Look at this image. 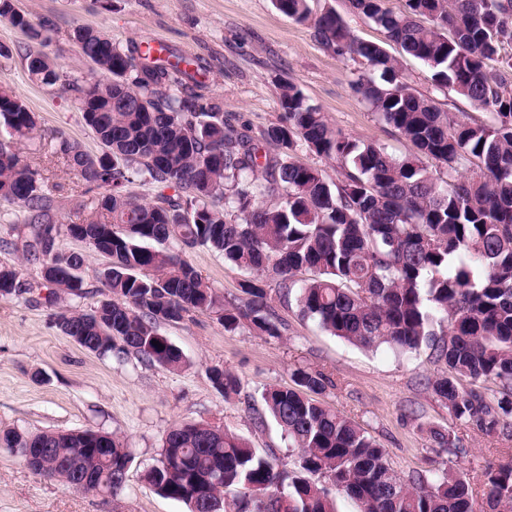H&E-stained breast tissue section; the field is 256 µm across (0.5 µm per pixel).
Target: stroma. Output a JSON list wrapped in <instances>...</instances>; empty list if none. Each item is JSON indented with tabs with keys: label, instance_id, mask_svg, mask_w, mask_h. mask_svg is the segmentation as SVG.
Segmentation results:
<instances>
[{
	"label": "stroma",
	"instance_id": "obj_1",
	"mask_svg": "<svg viewBox=\"0 0 512 512\" xmlns=\"http://www.w3.org/2000/svg\"><path fill=\"white\" fill-rule=\"evenodd\" d=\"M12 2L28 13L33 26L47 20L55 24L44 41L0 18V88L21 96L37 117L40 130L21 144L20 152L49 190L56 223L82 222L89 214V198L79 177L52 156V133H64L93 153L99 143L83 121L75 92L30 80L25 52L44 51L71 76L88 78L91 65L72 39L79 26L106 32L122 49L160 39L177 56L205 60L202 92L220 103L238 133L255 137L278 122L279 86L290 81L343 134L377 143L398 156L415 151L353 92L351 83L362 67L328 52L312 26L288 18L272 0ZM310 6L316 13L336 11L359 38L384 45L398 58L404 81L436 98L444 109L477 122L491 121L489 112L438 90L430 69L388 42L382 28L353 11L349 0H310ZM29 235L22 211L0 203V264L16 263V248ZM57 244L62 252L85 254L84 293L66 296L58 306L48 304L47 291L39 286V268L27 265L23 277L34 282L33 291L0 297V431H104L127 444L134 462L125 490L112 498L41 478L20 456L0 448V512H186L184 505L155 494L142 479L159 458L165 432L176 425L214 423L290 463L288 442L266 413L262 393L269 386H291L299 367L332 378L334 385L322 394V402L365 428L402 474L432 466L428 437L416 428L420 421L461 438L468 453L453 466L467 474L476 502L485 498L484 472L512 460V437L460 424L427 391L425 383L437 371L429 350L397 357L360 349L302 321L296 307L281 306L275 296L270 302L288 324L279 338L256 335L247 327L225 332L216 315L205 312L161 324V333L189 362L181 372L133 354L117 359L90 353L59 330L56 315L63 306L87 311L102 300L98 272L105 260L68 234H60ZM186 257L218 296H239L246 271L205 246L187 250ZM213 367L239 378L237 395L224 397L214 387L209 378Z\"/></svg>",
	"mask_w": 512,
	"mask_h": 512
}]
</instances>
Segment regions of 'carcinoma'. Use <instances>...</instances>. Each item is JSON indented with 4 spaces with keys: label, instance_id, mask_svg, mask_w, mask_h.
<instances>
[{
    "label": "carcinoma",
    "instance_id": "carcinoma-1",
    "mask_svg": "<svg viewBox=\"0 0 512 512\" xmlns=\"http://www.w3.org/2000/svg\"><path fill=\"white\" fill-rule=\"evenodd\" d=\"M350 4L427 65L436 88L493 121L443 110L340 15L312 17L309 0L273 5L312 23L337 57L380 72V81L359 77L351 87L416 154L396 156L336 131L292 82L279 86L281 120L257 139L241 135L224 122L220 104L198 92L189 68L204 69L201 60L156 59L138 44L119 49L91 27L73 31L94 65L88 79L68 77L45 52L26 54L30 79L77 94L100 146L91 153L59 133L54 153L85 192L105 189L91 198L89 217L66 231L106 259L99 272L106 298L89 312L61 309L57 325L100 357L133 353L178 372L188 361L159 324L214 312L226 332L247 326L279 337L284 323L269 301L274 286L285 299L295 296L303 320L354 346L430 350L444 370L426 389L460 423L512 436V0H405L399 12L384 0ZM0 18L32 28L12 0H0ZM0 130V201L22 209L33 228L23 260L40 268L49 302L79 295L83 279L65 275L81 269L84 256L59 252L52 198L17 149L34 137L36 115L5 89ZM299 147L339 164L343 179L330 183L293 160ZM138 178L177 197L141 203L128 191ZM268 198L277 203L264 204ZM196 245L252 275L239 301L219 300L184 258ZM302 271L307 277L297 278ZM20 275L0 265V297L27 290ZM292 376L295 387H270L262 398L296 452L294 468L218 426L184 424L167 433L143 480L187 512H336L338 495L360 512H477L470 481L448 465L467 452L453 432L418 425L441 467L405 477L363 427L316 399L333 386L329 376L304 368ZM210 379L226 396L239 391V378L227 370L211 369ZM485 382L499 387L498 397L486 395ZM0 448L17 455L42 448L35 474L84 492L89 480L114 497L133 462L118 437L88 429L7 430ZM484 480L482 512H512V462L486 471Z\"/></svg>",
    "mask_w": 512,
    "mask_h": 512
}]
</instances>
